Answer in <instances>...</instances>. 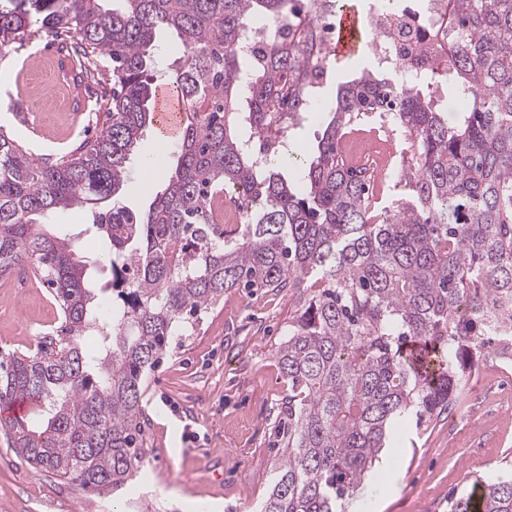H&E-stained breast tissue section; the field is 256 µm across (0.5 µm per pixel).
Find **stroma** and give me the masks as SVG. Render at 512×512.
<instances>
[{
  "mask_svg": "<svg viewBox=\"0 0 512 512\" xmlns=\"http://www.w3.org/2000/svg\"><path fill=\"white\" fill-rule=\"evenodd\" d=\"M56 40L40 33L0 51V128L29 152L53 161L74 154L105 123L115 89L112 66L97 59L83 112L51 95L32 50ZM147 126L130 157L120 197L135 211L149 208L157 187L146 163L157 151ZM50 229L76 241L93 263L86 285L101 291L112 279L109 247L83 209L60 210ZM293 298L288 291L235 288L200 316L193 331L173 337L146 383L149 422L144 438L150 490L143 512H255L266 498L281 443L276 415L288 385L274 351L284 339ZM60 309L51 288L0 287V359L35 353L55 339ZM396 474L364 483L349 512H448V500L473 478H491L512 462V377L480 361L471 387L448 415L407 426ZM0 512H130L125 496L92 494L37 471L16 454L0 429Z\"/></svg>",
  "mask_w": 512,
  "mask_h": 512,
  "instance_id": "35a3bbf8",
  "label": "stroma"
}]
</instances>
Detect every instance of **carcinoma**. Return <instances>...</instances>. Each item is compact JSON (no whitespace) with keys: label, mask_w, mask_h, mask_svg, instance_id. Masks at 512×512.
Returning a JSON list of instances; mask_svg holds the SVG:
<instances>
[{"label":"carcinoma","mask_w":512,"mask_h":512,"mask_svg":"<svg viewBox=\"0 0 512 512\" xmlns=\"http://www.w3.org/2000/svg\"><path fill=\"white\" fill-rule=\"evenodd\" d=\"M0 0V50L44 31L79 36L73 51L107 57L119 90L108 122L79 156L35 157L0 129V277L30 269L54 288L59 343L0 364V417L12 448L39 471L92 491L124 490L144 457L143 383L172 336L233 288H288L294 314L276 350L288 381L287 429L259 512H346L409 414L439 417L467 373L512 340V0H452L451 53L397 85L364 70L337 87L317 149L292 137L315 103L318 41L337 0ZM270 27L259 62L244 34ZM173 29L170 85L188 117L148 211L118 203L128 161L152 121L151 54ZM467 107L435 108V83ZM390 114L415 157L406 194L377 213L374 175L337 151L345 130ZM238 191L241 223L221 222ZM112 207L98 211V204ZM90 208L110 246L117 300L85 286L89 260L43 230L58 209ZM467 305L470 315L461 314ZM102 338L89 352L83 341ZM461 493L448 512H512V465Z\"/></svg>","instance_id":"carcinoma-1"}]
</instances>
